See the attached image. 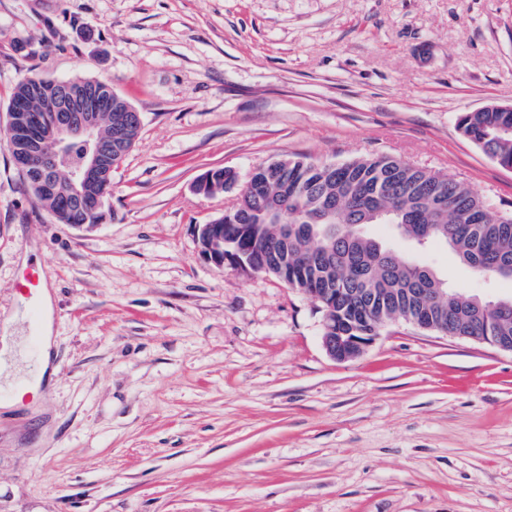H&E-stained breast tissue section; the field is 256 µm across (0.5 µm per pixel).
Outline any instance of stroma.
<instances>
[{"label": "stroma", "mask_w": 512, "mask_h": 512, "mask_svg": "<svg viewBox=\"0 0 512 512\" xmlns=\"http://www.w3.org/2000/svg\"><path fill=\"white\" fill-rule=\"evenodd\" d=\"M36 74L109 80L142 117L102 221L39 206L0 142V318L22 260L52 295L43 414L0 408V512H512V351L398 321L355 359L316 302L208 261L198 229L281 158L388 156L512 213L457 127L512 104V0H0V118ZM367 233L487 301L512 282Z\"/></svg>", "instance_id": "obj_1"}]
</instances>
